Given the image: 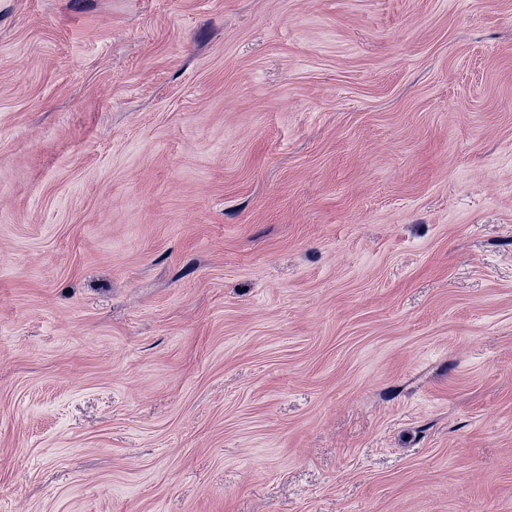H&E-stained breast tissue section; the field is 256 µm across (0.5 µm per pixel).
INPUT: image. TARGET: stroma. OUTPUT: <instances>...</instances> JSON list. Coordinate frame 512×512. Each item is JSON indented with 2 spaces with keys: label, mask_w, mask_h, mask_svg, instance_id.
<instances>
[{
  "label": "stroma",
  "mask_w": 512,
  "mask_h": 512,
  "mask_svg": "<svg viewBox=\"0 0 512 512\" xmlns=\"http://www.w3.org/2000/svg\"><path fill=\"white\" fill-rule=\"evenodd\" d=\"M0 512H512V0H0Z\"/></svg>",
  "instance_id": "1"
}]
</instances>
